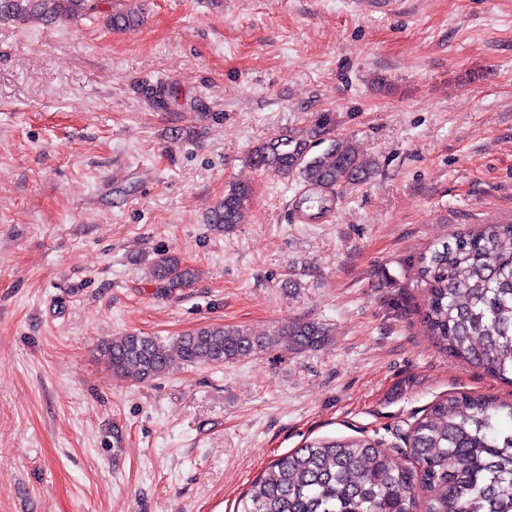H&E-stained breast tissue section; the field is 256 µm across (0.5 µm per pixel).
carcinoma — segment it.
<instances>
[{
    "instance_id": "1",
    "label": "carcinoma",
    "mask_w": 512,
    "mask_h": 512,
    "mask_svg": "<svg viewBox=\"0 0 512 512\" xmlns=\"http://www.w3.org/2000/svg\"><path fill=\"white\" fill-rule=\"evenodd\" d=\"M97 9L95 0H0V23L76 20ZM132 11L107 15L113 28L136 25ZM332 123L323 113L313 127L253 147L257 170L293 175L307 188L296 206L322 211L338 186L367 180L376 162L348 139L323 143ZM252 187L233 183L206 215L218 233L241 223ZM158 287H191L199 270L170 252L150 263ZM427 293L423 324L449 356L512 385V224H485L434 246L421 258ZM326 328L295 319L266 336L203 326L165 344L123 333L102 340L99 360L112 375L146 382L168 374L173 357L187 365H222L270 348L319 345ZM402 461L365 435L320 439L276 459L240 497L237 512H512V401L450 393L403 434Z\"/></svg>"
}]
</instances>
